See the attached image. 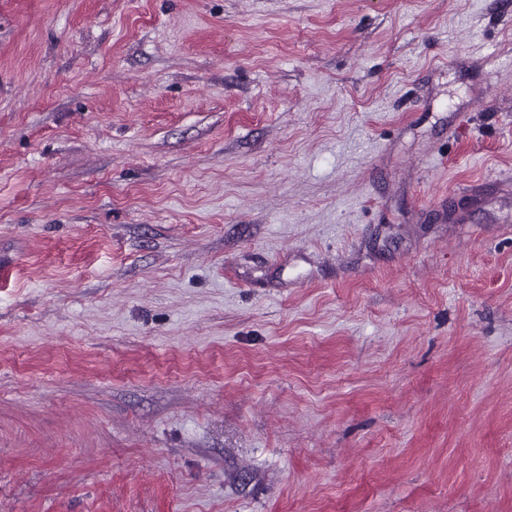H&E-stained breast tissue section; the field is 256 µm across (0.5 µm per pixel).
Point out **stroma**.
I'll use <instances>...</instances> for the list:
<instances>
[{"label":"stroma","mask_w":512,"mask_h":512,"mask_svg":"<svg viewBox=\"0 0 512 512\" xmlns=\"http://www.w3.org/2000/svg\"><path fill=\"white\" fill-rule=\"evenodd\" d=\"M505 0H0V512H512Z\"/></svg>","instance_id":"obj_1"}]
</instances>
